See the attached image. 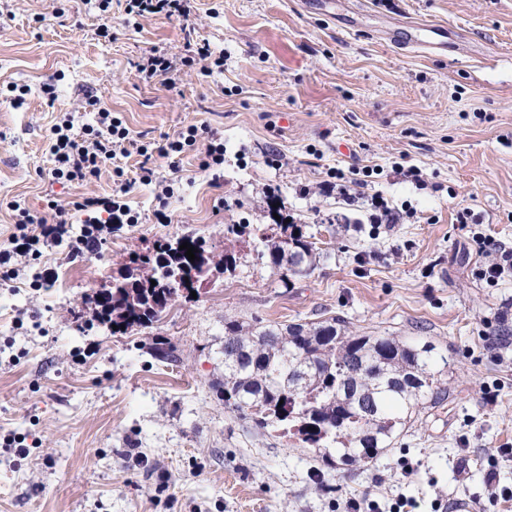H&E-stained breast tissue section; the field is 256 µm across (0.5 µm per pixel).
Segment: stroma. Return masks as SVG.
<instances>
[{"label":"stroma","instance_id":"stroma-1","mask_svg":"<svg viewBox=\"0 0 512 512\" xmlns=\"http://www.w3.org/2000/svg\"><path fill=\"white\" fill-rule=\"evenodd\" d=\"M189 21H128L122 0L102 16L90 0H0V245L11 201L41 217L111 195L114 168L132 187L135 224L114 228L99 259L70 242L23 260L0 280V512H512V276L482 280L476 238L512 249V0H191ZM448 29V51L403 49L389 18ZM111 26V38L101 35ZM223 52L210 77L183 68L176 89L138 61ZM123 118L132 137L161 140L190 125L224 141L220 182L202 150L177 166L156 159L137 183L138 155L97 179H52L51 127L67 113L94 124L86 94ZM413 167L421 182L404 177ZM359 171L347 195L319 186ZM172 221L157 223L163 186ZM382 195L401 223L369 221ZM324 256L283 285L230 224H267L268 197ZM469 211L468 223H457ZM183 235L203 238L235 273H215L154 327L112 333L85 322L90 300L132 257ZM304 323L332 317L356 333L431 342L447 354L448 398L402 428L391 448L354 471L323 462L279 428L259 432L225 410L217 388L228 317ZM175 346L161 362L145 344ZM500 493L489 503L486 470Z\"/></svg>","mask_w":512,"mask_h":512}]
</instances>
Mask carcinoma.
Listing matches in <instances>:
<instances>
[{
	"label": "carcinoma",
	"mask_w": 512,
	"mask_h": 512,
	"mask_svg": "<svg viewBox=\"0 0 512 512\" xmlns=\"http://www.w3.org/2000/svg\"><path fill=\"white\" fill-rule=\"evenodd\" d=\"M228 231L252 235L283 284L309 274L321 256L301 234L274 236L252 224H233ZM193 247L202 239L182 236L159 247L176 255L166 265H152L143 274L134 268L112 280V299H94L93 313L116 332L151 327L172 305L182 266L190 264L183 243ZM156 285H151V282ZM429 343L407 344L393 336L358 335L343 321L282 324L224 319V407L249 417L265 429L280 425L299 436L322 458H339L360 466L390 447L403 415L435 405L448 394L437 377L436 356Z\"/></svg>",
	"instance_id": "cac0c4a2"
}]
</instances>
